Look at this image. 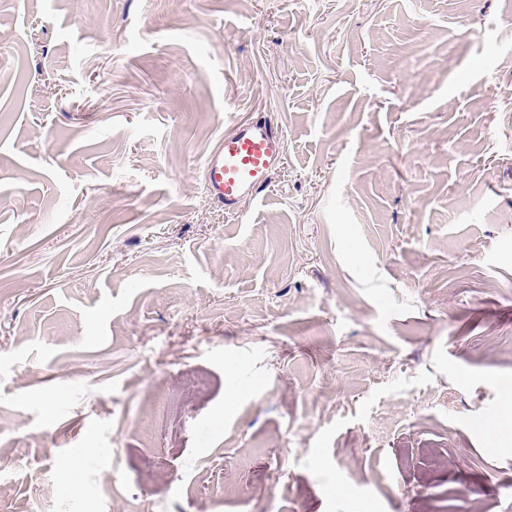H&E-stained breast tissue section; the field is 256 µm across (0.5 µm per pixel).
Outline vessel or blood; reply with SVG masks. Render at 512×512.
I'll return each mask as SVG.
<instances>
[{
	"label": "vessel or blood",
	"instance_id": "1",
	"mask_svg": "<svg viewBox=\"0 0 512 512\" xmlns=\"http://www.w3.org/2000/svg\"><path fill=\"white\" fill-rule=\"evenodd\" d=\"M285 156V137L269 122L234 124L204 162L205 191L225 213H238L244 201L257 200L270 186Z\"/></svg>",
	"mask_w": 512,
	"mask_h": 512
}]
</instances>
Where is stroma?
<instances>
[{
    "mask_svg": "<svg viewBox=\"0 0 512 512\" xmlns=\"http://www.w3.org/2000/svg\"><path fill=\"white\" fill-rule=\"evenodd\" d=\"M501 380L512 0H0V512H512ZM285 156V137L269 122L235 123L204 162L205 191L224 213L237 214L245 200H257L270 186Z\"/></svg>",
    "mask_w": 512,
    "mask_h": 512,
    "instance_id": "stroma-1",
    "label": "stroma"
}]
</instances>
